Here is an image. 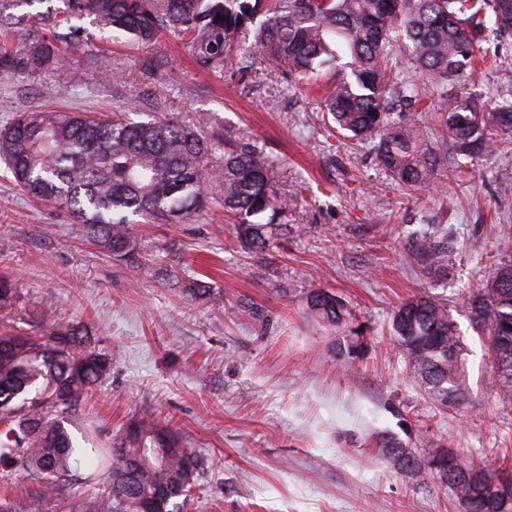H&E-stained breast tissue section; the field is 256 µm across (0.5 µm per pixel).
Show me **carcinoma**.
Segmentation results:
<instances>
[{
	"label": "carcinoma",
	"mask_w": 512,
	"mask_h": 512,
	"mask_svg": "<svg viewBox=\"0 0 512 512\" xmlns=\"http://www.w3.org/2000/svg\"><path fill=\"white\" fill-rule=\"evenodd\" d=\"M0 0V25L25 21L24 41L0 43V76L51 70L66 73L69 52L97 28L98 39L149 43L161 36L184 40L197 64L213 73L246 77L253 62L267 74L307 77L336 61V48L350 54V73L323 95L336 130L373 145L378 165L409 191L434 192L436 172L448 163L426 130L394 118L402 100H418L427 80L436 100V122L454 154L474 158L503 147L497 132H512V103L488 108L464 95L456 82L473 69L479 51V16L491 9L499 27L512 30V0ZM44 11L5 14L34 4ZM264 20L256 22L257 17ZM408 49L409 69L393 65L399 43ZM0 158L14 181L33 197L69 212L113 261L141 268L152 264L130 225L180 224L219 198L234 221L237 238L258 253L288 236V198L269 178V160L253 145L220 135L202 136L177 117L135 121L123 113L110 120L80 112L35 109L0 126ZM448 242L433 231L414 233L406 248L410 263L445 267ZM490 278L466 299L473 331L484 347L488 385L512 400V256L501 250ZM20 299L18 282L0 277V313L10 315ZM307 309L316 320L338 328L347 323L343 302L314 288ZM395 342L407 378L440 409H459L466 399L465 361L469 346L448 312V299L425 295L402 303L392 317ZM360 328L336 343L339 361L365 355ZM111 371L96 350L89 329L78 323L41 325L32 336L0 333V479L25 474L38 483L28 497L0 498V512H31L40 499L58 497L77 475L80 449L64 426L67 414L91 396ZM405 473L424 486L453 490L463 473L433 448L421 467L410 448L392 439L378 444ZM106 475V497L89 501L85 512H180L196 486L199 461L179 446L173 433L143 415L131 420L111 448H93ZM476 478L474 500L462 512H512V502L493 503L485 486L512 483V470L464 463Z\"/></svg>",
	"instance_id": "carcinoma-1"
}]
</instances>
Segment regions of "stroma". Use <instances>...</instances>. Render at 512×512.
<instances>
[{
  "label": "stroma",
  "instance_id": "obj_1",
  "mask_svg": "<svg viewBox=\"0 0 512 512\" xmlns=\"http://www.w3.org/2000/svg\"><path fill=\"white\" fill-rule=\"evenodd\" d=\"M486 55L464 89L501 102L512 88V34L483 14ZM96 42L51 71L0 77V125L39 108L174 114L201 135L262 147L270 180L292 204L281 249L252 253L213 204L183 224H137L153 264L117 265L67 211L33 201L0 162V276L19 282L27 335L41 317L91 327L112 373L66 426L106 448L129 420L153 413L200 461L182 512H461L440 486L422 487L383 456L381 438L416 454L431 444L498 465L512 448V402L488 387L489 369L464 300L491 276L512 234V155L460 160L439 171L441 191L407 194L378 166L371 144L329 140L319 95L304 96L264 70L247 79L199 70L184 42L112 47L101 74ZM440 225L448 269L431 276L405 260L413 232ZM207 276L209 295L182 281ZM341 297L366 328L362 362L344 370L337 330L307 312L308 289ZM439 294L466 337L467 404L440 411L413 387L393 342L395 310Z\"/></svg>",
  "mask_w": 512,
  "mask_h": 512
}]
</instances>
